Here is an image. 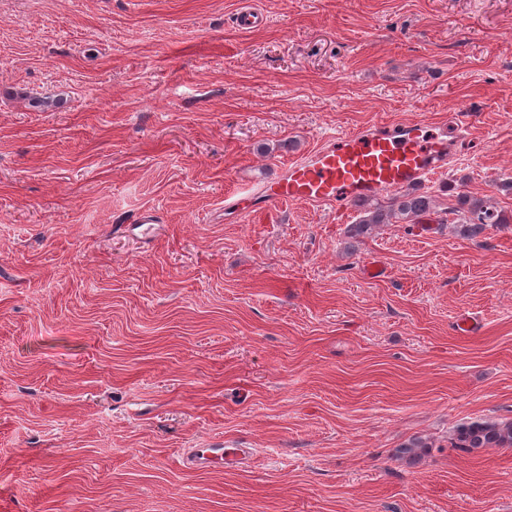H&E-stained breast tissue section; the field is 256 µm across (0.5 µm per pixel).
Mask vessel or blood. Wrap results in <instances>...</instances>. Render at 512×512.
Masks as SVG:
<instances>
[{
    "label": "vessel or blood",
    "mask_w": 512,
    "mask_h": 512,
    "mask_svg": "<svg viewBox=\"0 0 512 512\" xmlns=\"http://www.w3.org/2000/svg\"><path fill=\"white\" fill-rule=\"evenodd\" d=\"M447 163L446 141L425 138L422 125L416 123L380 134L346 133L328 137L323 146L276 177L252 183L249 205L231 196L224 206L243 217L288 202L342 210L355 200L420 185ZM246 455V449L219 443L186 449L183 463L186 468L207 471L223 463H242Z\"/></svg>",
    "instance_id": "obj_1"
}]
</instances>
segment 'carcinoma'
Here are the masks:
<instances>
[{"label": "carcinoma", "mask_w": 512, "mask_h": 512, "mask_svg": "<svg viewBox=\"0 0 512 512\" xmlns=\"http://www.w3.org/2000/svg\"><path fill=\"white\" fill-rule=\"evenodd\" d=\"M354 206L363 211L359 221L348 230L350 237L357 238L371 231L378 224H395L399 221H416L434 211L433 198L414 192L399 193L385 202L359 200ZM458 223L474 237L487 224H509L511 219L467 195L458 198ZM450 446L467 454L478 453L486 448H512V422L473 421L459 426L450 438ZM429 447L420 437L409 440L399 453L412 460Z\"/></svg>", "instance_id": "1"}]
</instances>
